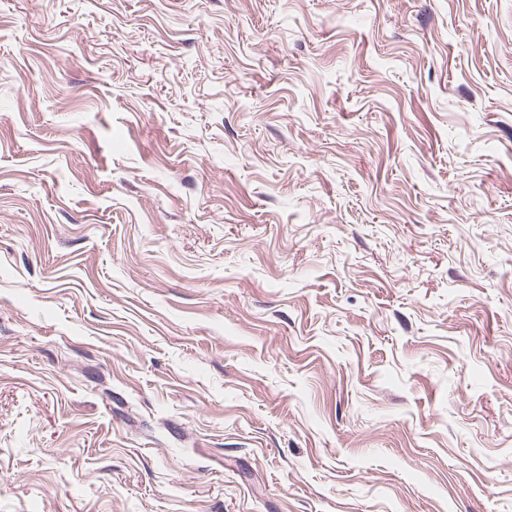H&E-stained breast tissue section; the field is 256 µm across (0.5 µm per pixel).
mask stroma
Instances as JSON below:
<instances>
[{"label": "stroma", "mask_w": 512, "mask_h": 512, "mask_svg": "<svg viewBox=\"0 0 512 512\" xmlns=\"http://www.w3.org/2000/svg\"><path fill=\"white\" fill-rule=\"evenodd\" d=\"M0 512H512V0H0Z\"/></svg>", "instance_id": "obj_1"}]
</instances>
